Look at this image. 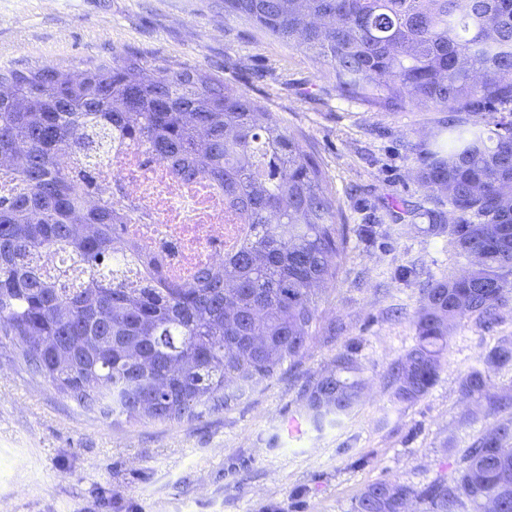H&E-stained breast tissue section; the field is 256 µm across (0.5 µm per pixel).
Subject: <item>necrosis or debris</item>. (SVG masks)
Returning <instances> with one entry per match:
<instances>
[{"label":"necrosis or debris","mask_w":512,"mask_h":512,"mask_svg":"<svg viewBox=\"0 0 512 512\" xmlns=\"http://www.w3.org/2000/svg\"><path fill=\"white\" fill-rule=\"evenodd\" d=\"M94 184L126 216L125 237L154 257L166 281L192 280L198 269L222 261L237 237L221 190L204 180L182 183L139 143L113 151Z\"/></svg>","instance_id":"necrosis-or-debris-1"}]
</instances>
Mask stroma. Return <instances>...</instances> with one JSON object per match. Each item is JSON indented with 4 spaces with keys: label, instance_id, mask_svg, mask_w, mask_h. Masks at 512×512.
<instances>
[{
    "label": "stroma",
    "instance_id": "obj_1",
    "mask_svg": "<svg viewBox=\"0 0 512 512\" xmlns=\"http://www.w3.org/2000/svg\"><path fill=\"white\" fill-rule=\"evenodd\" d=\"M185 62L275 113L324 171L346 242L302 358L231 407L181 422L112 424L21 365L0 343V512H351L375 481L451 480L494 417L468 422L460 384L502 341L498 323L452 332L433 388L395 403L388 371L416 343L421 282L458 273L424 231L415 149L444 118L343 94L325 65L235 17L224 0H0V67L78 71L113 50ZM372 225L373 239L359 233ZM414 279L398 277L401 268ZM350 349L368 383L340 424L315 429L303 389Z\"/></svg>",
    "mask_w": 512,
    "mask_h": 512
}]
</instances>
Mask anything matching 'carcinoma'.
Instances as JSON below:
<instances>
[{
    "label": "carcinoma",
    "mask_w": 512,
    "mask_h": 512,
    "mask_svg": "<svg viewBox=\"0 0 512 512\" xmlns=\"http://www.w3.org/2000/svg\"><path fill=\"white\" fill-rule=\"evenodd\" d=\"M224 14L322 60L350 97L454 113L415 162L444 194L422 231L449 236L468 268L421 289L416 344L391 368L394 398L414 402L437 382L457 324H494L512 292V119H474L512 111V0H224ZM126 139L177 178L224 190L243 228L223 266L142 288L113 277L119 252L154 265L121 236L122 215L88 202L94 170ZM66 153L82 178L59 166ZM19 156L16 189L0 194V339L30 372L114 424L173 421L230 407L302 356L321 288L340 273L344 225L325 173L274 113L217 75L133 54L78 73L11 68L0 70V161ZM48 251L72 264L45 272ZM510 364L504 343L463 378L478 413L512 411V393L489 381ZM365 385L350 350L338 352L306 390L307 420L340 423ZM414 501L512 512V417L466 450L454 480L376 481L353 512Z\"/></svg>",
    "instance_id": "1"
}]
</instances>
